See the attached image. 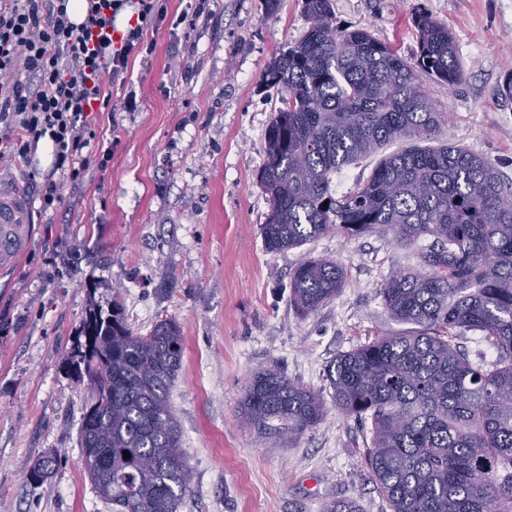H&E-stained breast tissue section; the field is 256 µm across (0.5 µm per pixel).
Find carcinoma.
<instances>
[{
    "mask_svg": "<svg viewBox=\"0 0 512 512\" xmlns=\"http://www.w3.org/2000/svg\"><path fill=\"white\" fill-rule=\"evenodd\" d=\"M303 9L307 31L275 52L261 79L278 95L258 176L268 202L265 250L334 231L431 240L422 269L395 271L380 288L389 316L410 329L339 354L327 380L336 409L370 424L364 453L391 512H512V186L484 158L440 143L387 155L350 191L333 189L336 174L387 142L442 134L446 115L423 78L461 82L455 39L418 13L419 51L409 61L368 29L336 27L332 0H303ZM343 284L337 262L306 258L292 270L289 302L307 317ZM467 331L496 359L471 362L454 343ZM182 357L176 319L142 336L119 296L107 308L90 301L67 363L90 393L80 435L88 478L115 512H179L190 491L169 402ZM325 414L319 394L277 368L254 373L240 402L248 424L280 422L284 444ZM55 460L51 452L27 465L28 480L46 481ZM322 512L360 508L333 500Z\"/></svg>",
    "mask_w": 512,
    "mask_h": 512,
    "instance_id": "1",
    "label": "carcinoma"
}]
</instances>
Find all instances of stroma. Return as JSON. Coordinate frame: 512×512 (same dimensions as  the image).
<instances>
[{
  "mask_svg": "<svg viewBox=\"0 0 512 512\" xmlns=\"http://www.w3.org/2000/svg\"><path fill=\"white\" fill-rule=\"evenodd\" d=\"M336 21L366 28L401 56L418 52L413 12L455 38L464 79H425L447 112L444 137L480 155L512 184V0H332ZM184 38L149 28V61L133 59L108 109L89 114L112 144L106 170L90 154L73 194L34 213L31 244L0 274V512H112L83 465L80 430L88 392L67 366L89 301L119 297L128 323L148 334L173 317L182 367L170 393L192 468L180 512H321L353 499L390 512L363 452L361 425L330 400L327 365L338 354L401 331L379 289L394 271L420 267L421 245L391 233L331 232L282 253L266 252L268 204L258 182L275 100L262 72L278 47L309 26L302 0H211ZM138 109H123L125 90ZM327 258L345 271L341 293L302 318L288 301L292 268ZM276 367L320 394L324 419L289 445L241 421L250 375ZM56 451L40 484L27 465Z\"/></svg>",
  "mask_w": 512,
  "mask_h": 512,
  "instance_id": "stroma-1",
  "label": "stroma"
}]
</instances>
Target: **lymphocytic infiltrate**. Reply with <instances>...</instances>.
Segmentation results:
<instances>
[{
  "instance_id": "obj_1",
  "label": "lymphocytic infiltrate",
  "mask_w": 512,
  "mask_h": 512,
  "mask_svg": "<svg viewBox=\"0 0 512 512\" xmlns=\"http://www.w3.org/2000/svg\"><path fill=\"white\" fill-rule=\"evenodd\" d=\"M87 17L70 21L68 0H0V168L32 162L41 140L54 161L40 186L43 210L61 204L87 167L94 132L88 121L104 107L106 83L126 80L131 58H148L149 27L167 17L164 0H87ZM131 8L136 22L114 46L115 19Z\"/></svg>"
}]
</instances>
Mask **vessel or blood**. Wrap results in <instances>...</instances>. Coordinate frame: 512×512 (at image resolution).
Listing matches in <instances>:
<instances>
[{
	"label": "vessel or blood",
	"instance_id": "1",
	"mask_svg": "<svg viewBox=\"0 0 512 512\" xmlns=\"http://www.w3.org/2000/svg\"><path fill=\"white\" fill-rule=\"evenodd\" d=\"M32 206L19 192L0 191V272L11 269L30 245Z\"/></svg>",
	"mask_w": 512,
	"mask_h": 512
}]
</instances>
